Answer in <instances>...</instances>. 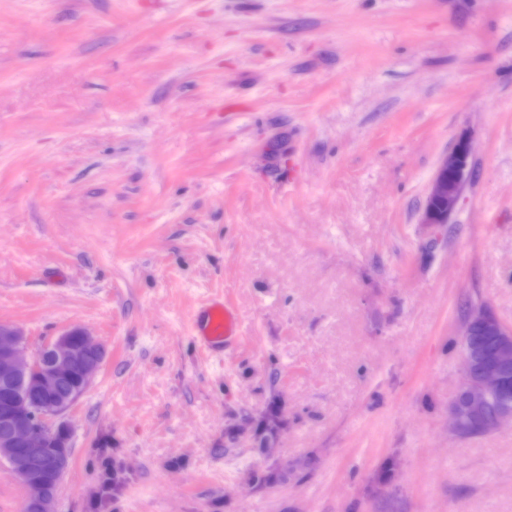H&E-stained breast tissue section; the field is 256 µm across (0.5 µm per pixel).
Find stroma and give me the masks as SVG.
Wrapping results in <instances>:
<instances>
[{"mask_svg": "<svg viewBox=\"0 0 512 512\" xmlns=\"http://www.w3.org/2000/svg\"><path fill=\"white\" fill-rule=\"evenodd\" d=\"M474 303L512 327V0H0V323L107 349L56 512H512V426H448ZM471 156V142L460 138L441 158L421 210V224H450L451 216L471 180ZM434 204L445 205L446 209L438 210ZM193 325L201 327L202 340L213 348L224 349L240 338L236 313L224 301L213 302L200 320L194 319Z\"/></svg>", "mask_w": 512, "mask_h": 512, "instance_id": "obj_1", "label": "stroma"}]
</instances>
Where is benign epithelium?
I'll return each instance as SVG.
<instances>
[{"instance_id": "obj_1", "label": "benign epithelium", "mask_w": 512, "mask_h": 512, "mask_svg": "<svg viewBox=\"0 0 512 512\" xmlns=\"http://www.w3.org/2000/svg\"><path fill=\"white\" fill-rule=\"evenodd\" d=\"M471 142L459 139L443 156L430 182L421 210V223L448 224L471 180ZM462 376L459 389L448 405V416L457 436H472L512 422V396L505 391L512 373V328L493 310L480 303L467 312L460 334ZM23 332L0 325V381L5 384L27 377L36 392L52 396L49 405L13 389L0 408V456L7 459L8 474L30 493L23 512L37 508L54 512L56 495L71 463V434L64 416L74 409L91 387L106 358L103 344L79 328H70L27 354ZM499 407L489 409L491 399ZM46 459L38 470L33 463Z\"/></svg>"}]
</instances>
